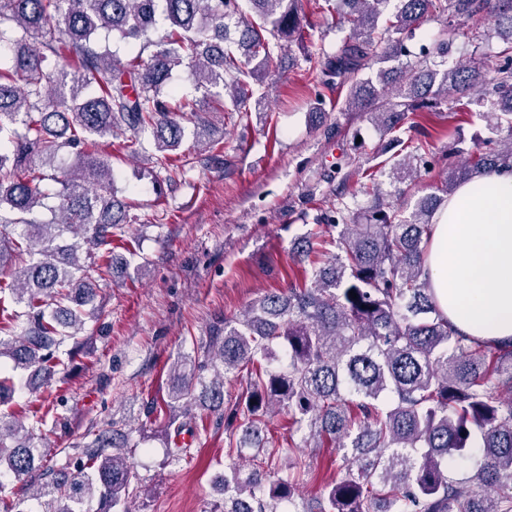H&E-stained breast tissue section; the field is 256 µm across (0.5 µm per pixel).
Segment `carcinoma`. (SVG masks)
Returning a JSON list of instances; mask_svg holds the SVG:
<instances>
[{
  "label": "carcinoma",
  "mask_w": 512,
  "mask_h": 512,
  "mask_svg": "<svg viewBox=\"0 0 512 512\" xmlns=\"http://www.w3.org/2000/svg\"><path fill=\"white\" fill-rule=\"evenodd\" d=\"M0 0V398L49 383L56 349L76 336L99 281L112 268L113 242L125 236L127 203L113 190L112 162L101 151L125 136L136 153L150 145L177 183L186 173L224 167L220 141L207 120L196 125L201 149L175 160L185 129L178 113L199 111L185 99L174 109L173 73L189 69L209 95L210 111L240 112L268 73L285 67L303 43L298 0ZM337 30H348L321 65L317 82L347 88L345 110L361 112L383 131L399 129L410 112H435L445 101L463 112L485 110L505 139H487L460 163L448 152V177L402 204L408 190L384 193L316 221L336 230L330 249L311 259V239L294 243V268L284 288L255 299L241 315L226 314L199 340L196 354L172 367L178 385L168 399L143 406L161 420L169 458L187 454L177 438L193 432L190 405L224 410V502L214 512H298L305 448H336L342 464L316 506L306 512H512V344L476 341L448 325L422 278L434 214L457 186L501 165L512 166V0H445V38L411 50L415 30L437 0H326ZM392 17L383 19L389 5ZM493 17L503 64L489 74L476 54L451 63L448 54L468 21ZM124 40L126 56L102 34ZM399 65L363 78L372 60ZM429 142L391 157V177L417 185ZM75 156L67 171L59 154ZM357 298H352L351 293ZM20 332H15V329ZM288 369L262 365L275 347ZM241 378L240 395L224 380ZM302 446L288 440L287 473L264 478L243 471L250 453L275 457L283 444L259 438L275 410ZM45 419H0V477L23 495L0 499V512H128L131 433L112 423L93 434L80 456L54 469L39 447ZM456 458L474 459L457 479Z\"/></svg>",
  "instance_id": "obj_1"
}]
</instances>
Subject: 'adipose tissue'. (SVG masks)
<instances>
[{
    "label": "adipose tissue",
    "instance_id": "ef3b65f1",
    "mask_svg": "<svg viewBox=\"0 0 512 512\" xmlns=\"http://www.w3.org/2000/svg\"><path fill=\"white\" fill-rule=\"evenodd\" d=\"M424 277L460 334L512 341V167L461 183L440 206Z\"/></svg>",
    "mask_w": 512,
    "mask_h": 512
}]
</instances>
